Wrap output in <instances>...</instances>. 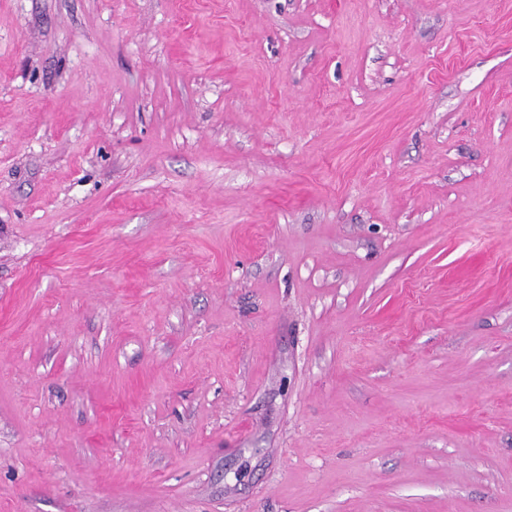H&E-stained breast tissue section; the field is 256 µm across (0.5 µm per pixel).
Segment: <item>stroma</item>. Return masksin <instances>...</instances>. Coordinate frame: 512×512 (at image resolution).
Listing matches in <instances>:
<instances>
[{"mask_svg": "<svg viewBox=\"0 0 512 512\" xmlns=\"http://www.w3.org/2000/svg\"><path fill=\"white\" fill-rule=\"evenodd\" d=\"M0 512H512V0H0Z\"/></svg>", "mask_w": 512, "mask_h": 512, "instance_id": "35a3bbf8", "label": "stroma"}]
</instances>
